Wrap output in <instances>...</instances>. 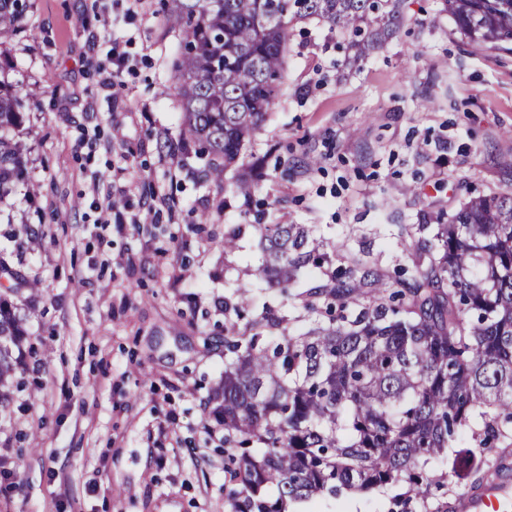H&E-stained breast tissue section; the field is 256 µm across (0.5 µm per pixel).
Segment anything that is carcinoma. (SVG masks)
Returning <instances> with one entry per match:
<instances>
[{"label":"carcinoma","mask_w":512,"mask_h":512,"mask_svg":"<svg viewBox=\"0 0 512 512\" xmlns=\"http://www.w3.org/2000/svg\"><path fill=\"white\" fill-rule=\"evenodd\" d=\"M28 0H0V43L35 26ZM179 27L174 90L181 135L210 156L216 183L264 123L284 82L289 25L318 20L365 58L399 22L402 0H166ZM470 41L512 42V0H442ZM32 90L0 78V201L17 192L24 146L11 132ZM258 279L290 287L308 264L329 259L300 224H258ZM416 274L392 285L353 257L342 276L310 289L313 327L274 331L265 315L224 325L229 354L213 416L224 424L228 512H286L290 501L352 489L426 490L440 461L467 479L476 447L512 434V189L471 198L438 225ZM14 273L0 260V414L28 336L8 296Z\"/></svg>","instance_id":"carcinoma-1"}]
</instances>
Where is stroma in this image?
<instances>
[{
  "mask_svg": "<svg viewBox=\"0 0 512 512\" xmlns=\"http://www.w3.org/2000/svg\"><path fill=\"white\" fill-rule=\"evenodd\" d=\"M162 7L30 0L37 31L0 44V74L40 92L15 132L24 185L0 203L31 341L0 416V512H227L206 404L224 376V305L247 286L252 315L307 326L256 281L254 222L309 225L391 276L466 198L512 187V51L470 43L441 0H405L395 33L358 61L328 25H291L278 100L223 184L207 181L179 137V32ZM245 177L259 184L249 198ZM482 456L465 481L432 465L440 487L422 502L394 487L293 512H449L489 474L512 478V440Z\"/></svg>",
  "mask_w": 512,
  "mask_h": 512,
  "instance_id": "1",
  "label": "stroma"
}]
</instances>
